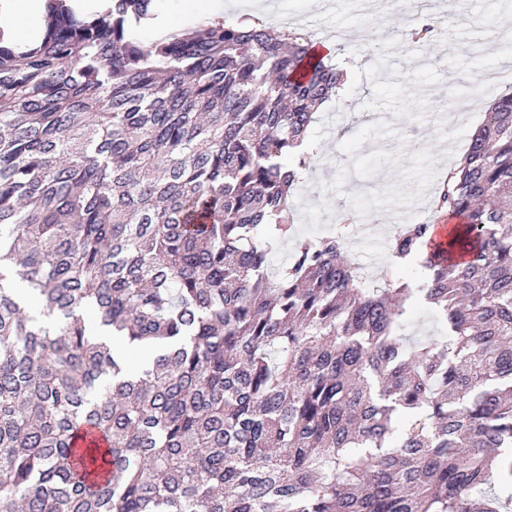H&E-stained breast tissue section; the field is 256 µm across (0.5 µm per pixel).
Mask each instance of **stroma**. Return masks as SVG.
<instances>
[{"label": "stroma", "instance_id": "35a3bbf8", "mask_svg": "<svg viewBox=\"0 0 512 512\" xmlns=\"http://www.w3.org/2000/svg\"><path fill=\"white\" fill-rule=\"evenodd\" d=\"M438 13L418 4L378 6L363 15L351 0L323 10L319 0H277L279 12L306 30L346 28L353 38L336 46L331 64L348 70L351 83L316 112L308 132L317 154L305 182L294 194V222L301 236L317 238L336 229L339 212L353 214L347 257L380 276L389 256L385 231L400 210L416 222L434 218L433 206L417 210L428 184H442L457 156L466 152L472 124L484 113L449 111V101L470 97L495 101L512 94V73L484 84L486 68L501 52L496 33L512 0H448ZM434 22L425 45L408 42L411 23ZM344 107L337 118L336 107Z\"/></svg>", "mask_w": 512, "mask_h": 512}]
</instances>
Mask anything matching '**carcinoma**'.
Wrapping results in <instances>:
<instances>
[{"label": "carcinoma", "mask_w": 512, "mask_h": 512, "mask_svg": "<svg viewBox=\"0 0 512 512\" xmlns=\"http://www.w3.org/2000/svg\"><path fill=\"white\" fill-rule=\"evenodd\" d=\"M164 0L0 25V512H512V95L369 283L296 245L297 150L343 81L255 22ZM446 336L396 328L414 299ZM112 327L141 367L94 337Z\"/></svg>", "instance_id": "obj_1"}]
</instances>
